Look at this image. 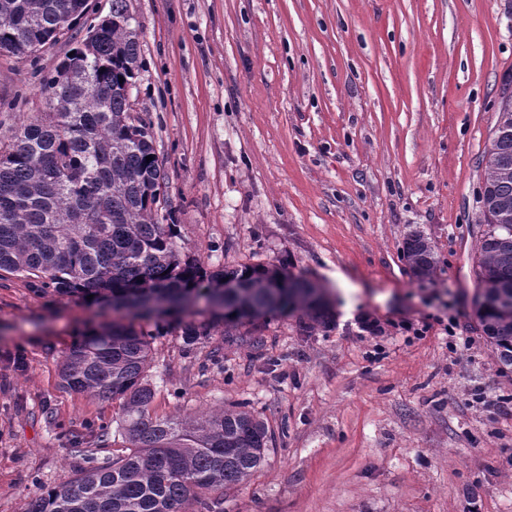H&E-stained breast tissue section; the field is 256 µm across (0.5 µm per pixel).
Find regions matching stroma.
Listing matches in <instances>:
<instances>
[{
	"instance_id": "35a3bbf8",
	"label": "stroma",
	"mask_w": 512,
	"mask_h": 512,
	"mask_svg": "<svg viewBox=\"0 0 512 512\" xmlns=\"http://www.w3.org/2000/svg\"><path fill=\"white\" fill-rule=\"evenodd\" d=\"M36 57L0 56V138L45 110L53 71L109 14ZM180 240L208 268L286 267L325 293L330 331L300 313L185 349L151 344L153 415L245 404L273 436L218 512H512V373L474 307L478 193L503 95L512 0H128ZM438 268L413 276L407 234ZM111 307L0 278V512H23L85 461L125 452L118 402L65 390L59 367ZM377 319L378 333L364 331ZM220 354L223 367L212 363ZM112 426L97 444L91 430ZM403 257L414 276L432 278L437 270V260L431 241L422 233H410L404 242Z\"/></svg>"
}]
</instances>
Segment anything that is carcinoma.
I'll return each instance as SVG.
<instances>
[{"mask_svg":"<svg viewBox=\"0 0 512 512\" xmlns=\"http://www.w3.org/2000/svg\"><path fill=\"white\" fill-rule=\"evenodd\" d=\"M84 14L83 0H0V55L32 56L58 40L59 24ZM102 35L83 39L40 79L48 111L22 122L0 149V271L59 297L131 299L184 314L200 302L222 311L224 335L250 315L299 311L303 330L331 321L310 283L277 265L206 269L177 242L176 216L159 215L166 174L151 122L130 112L128 90L142 64L128 0H112ZM152 157L146 161V157ZM476 256L479 325L501 371L512 368V95L504 96L483 157ZM403 257L414 276L432 278L431 241L410 233ZM216 325L187 322L184 344H202ZM163 326L114 322L72 343L61 386L120 402L128 453L89 458L75 478L29 500L24 512H195L246 482L269 451L265 423L242 405L157 418L147 372L151 341Z\"/></svg>","mask_w":512,"mask_h":512,"instance_id":"obj_1","label":"carcinoma"}]
</instances>
